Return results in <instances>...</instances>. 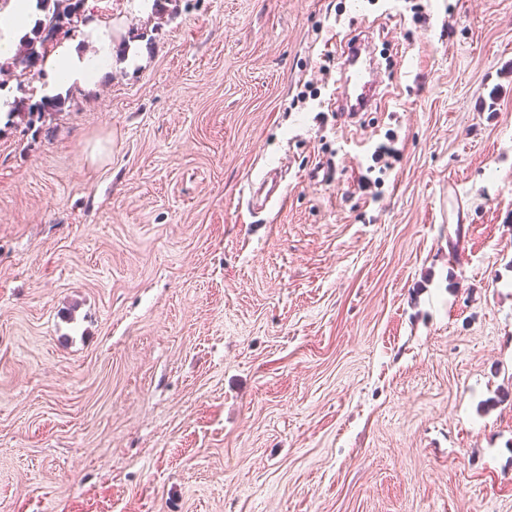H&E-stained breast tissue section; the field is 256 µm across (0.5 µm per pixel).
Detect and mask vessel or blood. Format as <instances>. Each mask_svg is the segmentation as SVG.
Returning <instances> with one entry per match:
<instances>
[{
	"mask_svg": "<svg viewBox=\"0 0 512 512\" xmlns=\"http://www.w3.org/2000/svg\"><path fill=\"white\" fill-rule=\"evenodd\" d=\"M360 48V43H353L346 47L342 56L337 111L360 112L369 109L379 96V65L374 58L361 53ZM286 200L287 188L278 179L275 169H265L247 183L245 205L249 213H257L269 206L282 207Z\"/></svg>",
	"mask_w": 512,
	"mask_h": 512,
	"instance_id": "b4317fda",
	"label": "vessel or blood"
}]
</instances>
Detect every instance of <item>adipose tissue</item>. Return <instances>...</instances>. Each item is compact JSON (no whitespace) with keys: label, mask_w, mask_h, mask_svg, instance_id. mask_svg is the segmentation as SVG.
I'll return each instance as SVG.
<instances>
[{"label":"adipose tissue","mask_w":512,"mask_h":512,"mask_svg":"<svg viewBox=\"0 0 512 512\" xmlns=\"http://www.w3.org/2000/svg\"><path fill=\"white\" fill-rule=\"evenodd\" d=\"M39 13L36 0H8L0 8V59L13 55L17 43L32 28ZM86 42L93 45V52L83 50ZM115 66L111 26L86 21L80 39L59 42L47 53L43 64V91L50 96L63 97L73 90H92Z\"/></svg>","instance_id":"ef3b65f1"}]
</instances>
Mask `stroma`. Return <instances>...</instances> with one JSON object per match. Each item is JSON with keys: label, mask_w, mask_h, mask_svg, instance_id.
Returning a JSON list of instances; mask_svg holds the SVG:
<instances>
[{"label": "stroma", "mask_w": 512, "mask_h": 512, "mask_svg": "<svg viewBox=\"0 0 512 512\" xmlns=\"http://www.w3.org/2000/svg\"><path fill=\"white\" fill-rule=\"evenodd\" d=\"M132 2L93 92L0 63V512H512V0ZM364 43L358 37L352 45L346 46L340 70L342 90L336 97V112H362L378 99L380 66L371 56L361 54L360 48ZM277 170V167L267 168L247 182L245 205L249 213H258V210L268 205L281 208L286 202L287 187L277 178Z\"/></svg>", "instance_id": "obj_1"}]
</instances>
